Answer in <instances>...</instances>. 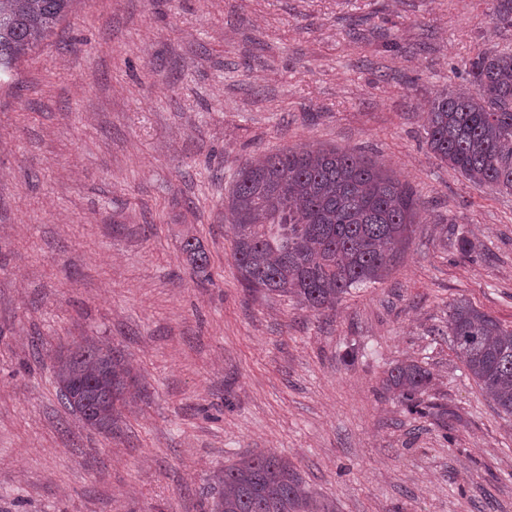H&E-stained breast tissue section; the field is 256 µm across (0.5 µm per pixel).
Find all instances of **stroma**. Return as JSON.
Listing matches in <instances>:
<instances>
[{"label":"stroma","instance_id":"35a3bbf8","mask_svg":"<svg viewBox=\"0 0 512 512\" xmlns=\"http://www.w3.org/2000/svg\"><path fill=\"white\" fill-rule=\"evenodd\" d=\"M499 3L76 0L0 79V512H208L249 455L336 512H512V418L447 328L459 299L512 325V193L425 143L469 59L512 52ZM295 146L372 157L426 203L389 278L321 312L233 266L238 169ZM84 336L134 376L109 435L57 395ZM404 360L447 428L384 390Z\"/></svg>","mask_w":512,"mask_h":512}]
</instances>
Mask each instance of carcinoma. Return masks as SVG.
I'll return each mask as SVG.
<instances>
[{
	"instance_id": "carcinoma-1",
	"label": "carcinoma",
	"mask_w": 512,
	"mask_h": 512,
	"mask_svg": "<svg viewBox=\"0 0 512 512\" xmlns=\"http://www.w3.org/2000/svg\"><path fill=\"white\" fill-rule=\"evenodd\" d=\"M73 0H0V74L45 40ZM472 89L432 101L426 140L468 180L512 192V53L485 51L469 62ZM233 261L245 288L289 294L313 311L332 308L361 285L383 282L409 245L425 203L374 160L336 148L262 154L239 169L228 194ZM193 272L206 273L200 243H183ZM448 336L470 377L498 412L512 417V326L461 299L448 310ZM130 367L112 348L84 338L55 363L61 401L106 434L125 400ZM432 373L400 362L383 386L422 417L444 418L421 396ZM211 512H335L303 487L287 461L250 455L224 469Z\"/></svg>"
}]
</instances>
